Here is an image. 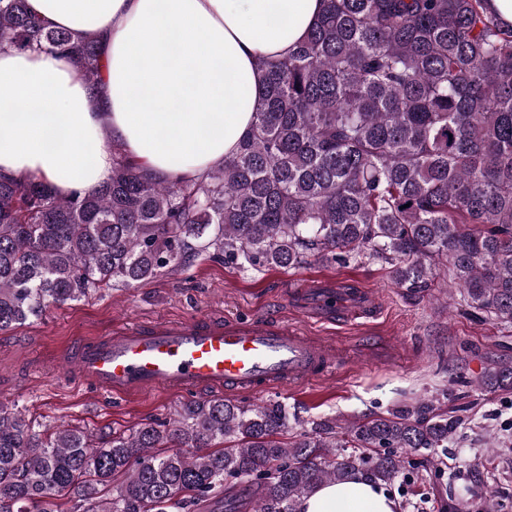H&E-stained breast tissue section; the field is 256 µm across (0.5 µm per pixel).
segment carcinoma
I'll return each instance as SVG.
<instances>
[{
	"instance_id": "carcinoma-1",
	"label": "carcinoma",
	"mask_w": 512,
	"mask_h": 512,
	"mask_svg": "<svg viewBox=\"0 0 512 512\" xmlns=\"http://www.w3.org/2000/svg\"><path fill=\"white\" fill-rule=\"evenodd\" d=\"M73 60L92 85L101 47L0 0V51ZM265 73L253 124L196 180L152 177L113 148L112 178L60 196L0 173V331L104 288H137L207 254L291 269L362 257L419 293L444 271L464 306L512 324V27L486 0H324ZM512 390V363L480 380ZM434 400L340 435L288 409L187 400L172 418L95 435L39 425L0 400V512H299L353 472L426 479L461 420ZM494 480L469 489L494 506Z\"/></svg>"
}]
</instances>
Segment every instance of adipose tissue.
Returning a JSON list of instances; mask_svg holds the SVG:
<instances>
[{"instance_id":"adipose-tissue-1","label":"adipose tissue","mask_w":512,"mask_h":512,"mask_svg":"<svg viewBox=\"0 0 512 512\" xmlns=\"http://www.w3.org/2000/svg\"><path fill=\"white\" fill-rule=\"evenodd\" d=\"M54 29L94 34L104 64L90 85L48 52L0 53V172L35 177L58 194L112 177L120 146L147 172L194 179L249 131L264 73L287 54L322 0H28ZM364 475L325 483L300 512H396Z\"/></svg>"}]
</instances>
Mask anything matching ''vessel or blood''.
I'll use <instances>...</instances> for the list:
<instances>
[{
	"mask_svg": "<svg viewBox=\"0 0 512 512\" xmlns=\"http://www.w3.org/2000/svg\"><path fill=\"white\" fill-rule=\"evenodd\" d=\"M71 359L84 382L131 397L152 390L256 395L323 376L339 356L279 321L203 316L78 339Z\"/></svg>",
	"mask_w": 512,
	"mask_h": 512,
	"instance_id": "obj_1",
	"label": "vessel or blood"
}]
</instances>
